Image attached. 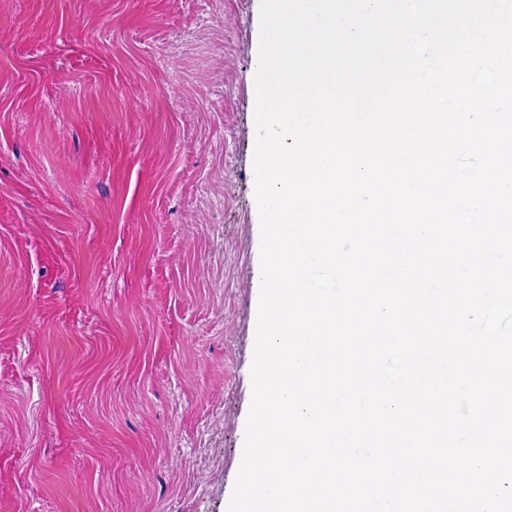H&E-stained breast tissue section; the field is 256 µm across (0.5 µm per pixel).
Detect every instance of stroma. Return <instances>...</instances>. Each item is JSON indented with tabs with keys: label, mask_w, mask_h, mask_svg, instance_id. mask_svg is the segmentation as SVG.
I'll return each instance as SVG.
<instances>
[{
	"label": "stroma",
	"mask_w": 512,
	"mask_h": 512,
	"mask_svg": "<svg viewBox=\"0 0 512 512\" xmlns=\"http://www.w3.org/2000/svg\"><path fill=\"white\" fill-rule=\"evenodd\" d=\"M261 0H0V512H226Z\"/></svg>",
	"instance_id": "obj_1"
}]
</instances>
